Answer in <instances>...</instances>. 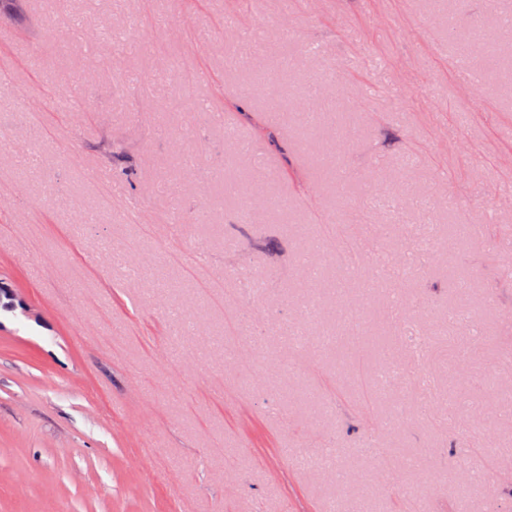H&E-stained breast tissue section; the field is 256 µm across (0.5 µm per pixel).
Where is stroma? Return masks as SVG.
I'll return each mask as SVG.
<instances>
[{
  "instance_id": "obj_1",
  "label": "stroma",
  "mask_w": 512,
  "mask_h": 512,
  "mask_svg": "<svg viewBox=\"0 0 512 512\" xmlns=\"http://www.w3.org/2000/svg\"><path fill=\"white\" fill-rule=\"evenodd\" d=\"M508 14L0 19V512H512L458 476L512 473V59L466 45Z\"/></svg>"
}]
</instances>
